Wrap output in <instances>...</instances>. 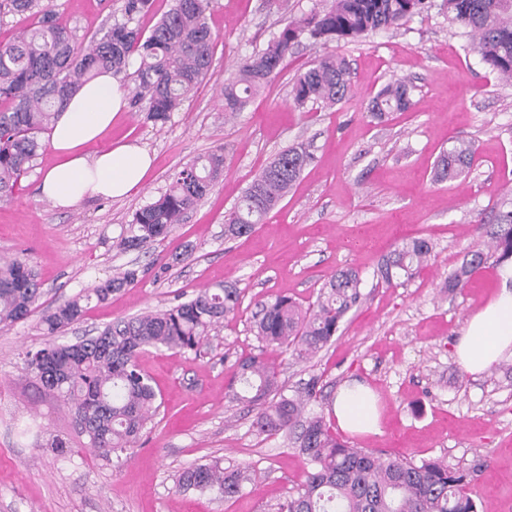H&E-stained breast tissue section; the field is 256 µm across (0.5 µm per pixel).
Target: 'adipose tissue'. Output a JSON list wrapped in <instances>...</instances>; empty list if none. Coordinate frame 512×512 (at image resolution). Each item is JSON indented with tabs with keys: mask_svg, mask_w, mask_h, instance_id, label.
Wrapping results in <instances>:
<instances>
[{
	"mask_svg": "<svg viewBox=\"0 0 512 512\" xmlns=\"http://www.w3.org/2000/svg\"><path fill=\"white\" fill-rule=\"evenodd\" d=\"M127 109V96L112 73L80 87L59 112L49 135L53 164L40 183V195L61 209L96 199L117 200L141 188L152 167L149 151L135 141L101 149L99 141ZM501 285L473 313L455 344V357L473 375L512 356V258L499 267ZM339 427L350 433H379L375 394L359 380L347 382L332 405Z\"/></svg>",
	"mask_w": 512,
	"mask_h": 512,
	"instance_id": "ef3b65f1",
	"label": "adipose tissue"
}]
</instances>
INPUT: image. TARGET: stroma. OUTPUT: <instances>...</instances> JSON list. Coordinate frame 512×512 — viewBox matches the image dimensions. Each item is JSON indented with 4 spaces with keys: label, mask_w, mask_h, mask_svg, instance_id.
I'll list each match as a JSON object with an SVG mask.
<instances>
[{
    "label": "stroma",
    "mask_w": 512,
    "mask_h": 512,
    "mask_svg": "<svg viewBox=\"0 0 512 512\" xmlns=\"http://www.w3.org/2000/svg\"><path fill=\"white\" fill-rule=\"evenodd\" d=\"M398 27L349 43L301 38L284 70L248 107L225 117L220 91L239 62L265 48L287 22L330 0H214L212 68L166 123L129 108L101 141L139 140L153 156L144 186L120 200L70 210L40 197L53 162L41 150L13 198L0 203V255L25 256L38 272L39 311L0 329V512H276L304 482L308 465L285 433H259L254 413L231 401L235 360L263 353L285 394L318 377L322 392L307 408L335 425L333 400L347 381L378 397L380 431L339 439L392 457L441 460L463 468L480 512H512V357L473 375L455 360L454 343L469 318L498 290L495 262L451 291L449 275L482 247L498 210L512 208V82L483 64L444 0ZM62 24L92 36L120 0H49ZM346 56L352 90L335 104L296 107V77L326 52ZM396 78L413 85L412 105L383 120L367 107ZM298 142L313 154L288 197L254 232L224 235V216L273 157ZM472 166L436 183L438 156L459 143ZM224 174L189 218L162 240L136 250L117 241L133 213L164 193L173 174L214 150ZM412 237L428 238L430 262L404 284L378 275L383 257ZM168 263L158 274V262ZM356 269L361 297L338 336L298 361L262 347L252 331L256 302L282 294L310 310L340 268ZM135 269L134 287L90 303L66 340L113 321L187 300L202 287L237 284L238 310L209 333L198 352L148 347L137 358L160 409L132 448L103 457L78 435L63 403L41 387L23 362L44 345L42 309ZM67 443L51 448L52 439ZM219 457L248 468L242 493L224 500L180 492L181 470Z\"/></svg>",
    "instance_id": "stroma-1"
}]
</instances>
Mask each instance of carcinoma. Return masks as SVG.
Returning <instances> with one entry per match:
<instances>
[{
	"instance_id": "cac0c4a2",
	"label": "carcinoma",
	"mask_w": 512,
	"mask_h": 512,
	"mask_svg": "<svg viewBox=\"0 0 512 512\" xmlns=\"http://www.w3.org/2000/svg\"><path fill=\"white\" fill-rule=\"evenodd\" d=\"M152 2L122 0L121 17L103 26L85 46L57 22L46 0H0V11L25 22L12 39L0 41L1 202L13 196L42 150L40 135L52 128L70 97L99 72L125 76L132 59H138L132 104L155 123L168 121L206 78L216 46L208 22L213 0H171L170 8L146 34L134 22L151 9ZM424 4L425 0H332L330 7L288 23L266 48L243 60L237 75L224 84L225 114L247 108L252 96L285 68L302 34L351 41L400 25ZM445 7L449 19L473 33L482 62L501 78L512 80V0H445ZM350 88L349 62L330 54L296 78L292 98L299 107L309 102L334 105L348 96ZM411 91L405 80L387 83L370 101V115L380 119L407 110ZM312 159L309 146L302 142L280 151L227 215L225 233L231 237L252 233L288 195ZM471 162L468 147L446 151L436 161L433 181L454 179ZM223 172L221 151L185 165L165 193L134 214L121 245L135 250L167 237ZM489 238L490 250L469 252V259L448 278V289L464 287L490 258L498 263L512 256V210L497 214ZM432 256L429 240H407L386 256L380 274L388 283L409 279ZM137 282L138 272L128 269L46 309L40 323L49 340L26 353L27 368L63 402L75 431L106 456L132 447L160 408L150 378L138 368L140 350L151 346L192 351L241 302V289L235 284L204 287L164 310L114 321L95 336L75 343L58 341V335L82 320L91 300L105 302ZM360 284L356 270H337L309 312L287 296L262 300L254 316L256 336L296 360H306L336 336L359 300ZM42 295L41 282L27 258L0 257L1 329L26 320ZM317 384L313 378L288 397L276 371L261 356L236 361L229 397L255 411L258 431L292 435L295 448L310 465L303 486L278 504L277 512H478L462 470L439 461L416 463L353 448L336 438L323 416H304ZM246 479L245 471L214 458L181 471L177 487L226 499L238 495Z\"/></svg>"
}]
</instances>
